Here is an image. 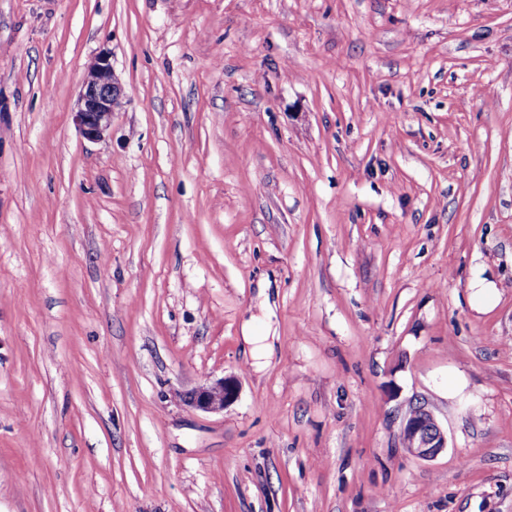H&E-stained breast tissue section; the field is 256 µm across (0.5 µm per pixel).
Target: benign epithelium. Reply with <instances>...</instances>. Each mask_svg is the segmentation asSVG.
Listing matches in <instances>:
<instances>
[{
  "label": "benign epithelium",
  "instance_id": "obj_1",
  "mask_svg": "<svg viewBox=\"0 0 512 512\" xmlns=\"http://www.w3.org/2000/svg\"><path fill=\"white\" fill-rule=\"evenodd\" d=\"M122 96L110 53H99L86 66L77 101L74 120L80 134L88 140L103 138L111 127L112 113L122 105ZM237 395V383L221 378L187 393L185 403L203 412H222ZM401 441L411 455L420 459L432 458L447 447L444 430L423 404L417 405L405 416Z\"/></svg>",
  "mask_w": 512,
  "mask_h": 512
}]
</instances>
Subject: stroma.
Here are the masks:
<instances>
[{"label": "stroma", "mask_w": 512, "mask_h": 512, "mask_svg": "<svg viewBox=\"0 0 512 512\" xmlns=\"http://www.w3.org/2000/svg\"><path fill=\"white\" fill-rule=\"evenodd\" d=\"M0 512H512V0H0ZM122 96L110 53H99L86 66L77 110L74 112L80 134L88 140L103 138L111 127L112 113L122 105ZM238 385L234 380L221 378L202 385L185 396L187 406L203 412H222L237 398ZM400 435L404 448L420 459L432 458L447 448L445 432L425 404H419L409 411Z\"/></svg>", "instance_id": "35a3bbf8"}]
</instances>
